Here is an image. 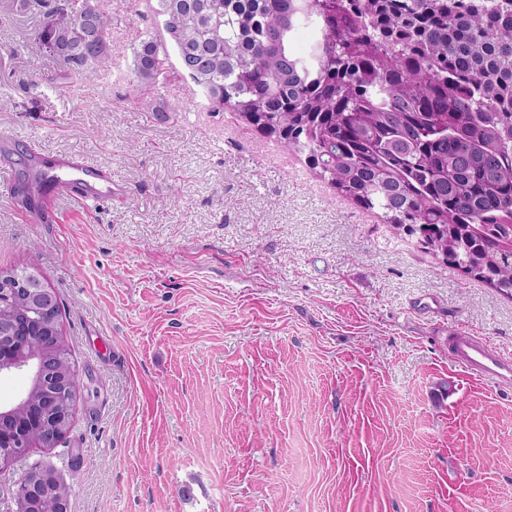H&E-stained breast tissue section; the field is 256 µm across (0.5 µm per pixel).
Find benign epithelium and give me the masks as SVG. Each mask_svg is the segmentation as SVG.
<instances>
[{
    "label": "benign epithelium",
    "mask_w": 512,
    "mask_h": 512,
    "mask_svg": "<svg viewBox=\"0 0 512 512\" xmlns=\"http://www.w3.org/2000/svg\"><path fill=\"white\" fill-rule=\"evenodd\" d=\"M58 299L36 268H17L0 275V337L17 344L14 355L0 360V373L22 372L28 378L26 389L15 399L0 403V447H14L27 440L26 428L41 426L67 436L78 406L79 393L72 390L75 373L62 356L65 333L58 325ZM49 341L43 348L32 342L31 327ZM58 402L37 403L49 390ZM71 491L47 469L28 467L13 491L15 512H45L53 502V512H69Z\"/></svg>",
    "instance_id": "obj_1"
}]
</instances>
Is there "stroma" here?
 Segmentation results:
<instances>
[{
  "mask_svg": "<svg viewBox=\"0 0 512 512\" xmlns=\"http://www.w3.org/2000/svg\"><path fill=\"white\" fill-rule=\"evenodd\" d=\"M62 3L0 0V269L56 292L80 404L65 443L0 471V512L35 463L70 512H512V386L448 355L453 331L512 355V298L213 111L177 53L138 92L157 0H102L119 64L90 83L37 40ZM60 153L122 201L24 217L26 172Z\"/></svg>",
  "mask_w": 512,
  "mask_h": 512,
  "instance_id": "1",
  "label": "stroma"
}]
</instances>
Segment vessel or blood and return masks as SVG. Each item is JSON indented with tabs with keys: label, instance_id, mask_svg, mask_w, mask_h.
Returning a JSON list of instances; mask_svg holds the SVG:
<instances>
[{
	"label": "vessel or blood",
	"instance_id": "b4317fda",
	"mask_svg": "<svg viewBox=\"0 0 512 512\" xmlns=\"http://www.w3.org/2000/svg\"><path fill=\"white\" fill-rule=\"evenodd\" d=\"M53 191L77 196L86 206L111 199L118 190L111 175L99 165L70 157L60 158L51 184ZM452 352L457 363L470 374L493 384L512 382V356L462 333H454Z\"/></svg>",
	"mask_w": 512,
	"mask_h": 512
}]
</instances>
